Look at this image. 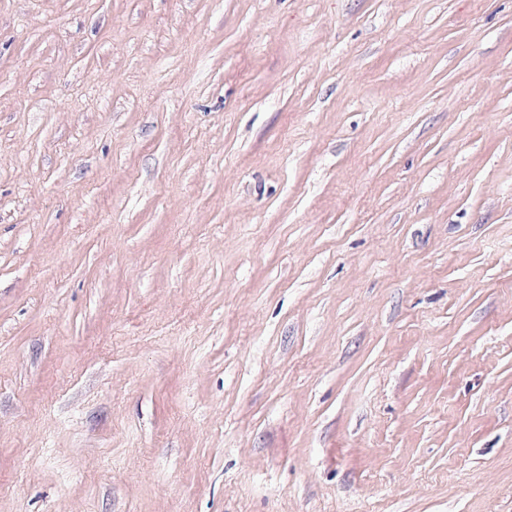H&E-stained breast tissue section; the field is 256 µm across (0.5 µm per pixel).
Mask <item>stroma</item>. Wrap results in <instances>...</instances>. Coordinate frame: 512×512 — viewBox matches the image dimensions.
I'll return each mask as SVG.
<instances>
[{
    "instance_id": "35a3bbf8",
    "label": "stroma",
    "mask_w": 512,
    "mask_h": 512,
    "mask_svg": "<svg viewBox=\"0 0 512 512\" xmlns=\"http://www.w3.org/2000/svg\"><path fill=\"white\" fill-rule=\"evenodd\" d=\"M0 512H512V0H0Z\"/></svg>"
}]
</instances>
